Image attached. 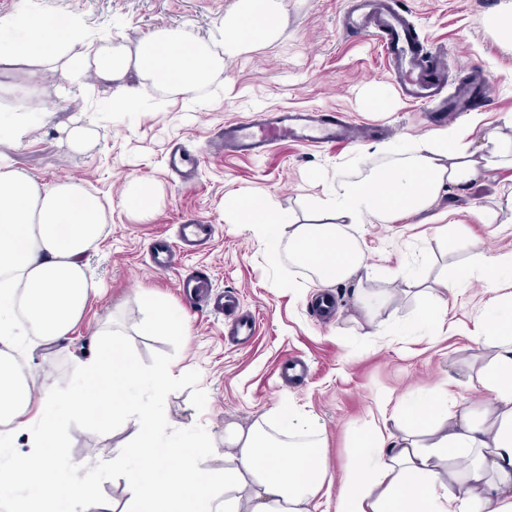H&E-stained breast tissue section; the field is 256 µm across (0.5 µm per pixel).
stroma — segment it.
Instances as JSON below:
<instances>
[{
  "label": "stroma",
  "instance_id": "35a3bbf8",
  "mask_svg": "<svg viewBox=\"0 0 512 512\" xmlns=\"http://www.w3.org/2000/svg\"><path fill=\"white\" fill-rule=\"evenodd\" d=\"M280 35L275 42L232 59L211 90L196 101L148 90L136 110L111 112L107 85L94 98L59 99L62 70L40 75L43 105L53 112L50 124L36 129L21 145L0 142V155L46 182L72 179L104 198L107 224L98 253L86 262L103 293L90 298L79 325L56 350L26 337L28 353L19 359L33 392L60 391L69 378L71 358L87 352L95 329L115 333L144 369L164 363L175 379L156 404L170 435L200 432L213 444L208 465L224 464V429L247 425L281 405H296L321 427L326 461L322 512H336V495L352 459V444L381 398L400 400L447 388L452 402L473 404L484 392L478 369L490 350L477 343L473 327L491 294H512V274L497 277L496 291L472 282L449 294L448 313L436 327L421 323L426 297L398 295L384 310L381 338L363 339L357 314V282L347 280L323 289L287 252L269 261L264 247L242 225L228 221L239 197L260 193L273 198L278 211L305 222L306 198L331 188L337 180L363 178L390 164L378 145H407L415 137L446 128L434 108L407 101L387 70L374 40L348 26L345 0H282ZM412 12L427 51L444 50L455 66L451 81L466 76L469 66L492 78L486 100L457 122L475 123V137L497 128L512 113V51L488 33L487 13L500 0H401ZM235 0H30L32 9L52 14L77 12L98 37L135 47L161 28L189 32L219 43L224 16ZM328 109L371 126L373 135L351 144L302 146L290 141L250 155L219 154L209 148L225 123L262 112ZM83 113L95 124L82 153H72L66 129ZM197 158L193 186L184 185L166 164L173 145ZM140 178L157 188L158 207L149 220L136 218L122 202L125 181ZM495 209L500 221L481 224L469 211ZM448 221L463 223L465 238L449 249L438 225L414 214L393 224H357L351 235L373 270L368 289L389 292L388 268L403 267L424 287L439 288L477 252L493 255L512 250V168L486 173L465 191L444 192L434 207ZM196 219L214 225L215 235L175 266L152 269L154 241H175L179 224ZM189 273L209 276L216 290L238 293L258 322L245 345L228 341L224 319L209 306L183 296L177 284ZM332 295L334 309L321 320L317 302ZM186 316V338L148 332L142 327L145 300ZM297 357L309 370L291 386L279 379L282 362ZM133 424L97 430L81 418L62 433L61 453L68 466L95 474L96 491L124 502L123 475L97 467L94 455L123 445Z\"/></svg>",
  "mask_w": 512,
  "mask_h": 512
}]
</instances>
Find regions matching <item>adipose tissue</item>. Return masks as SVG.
I'll return each instance as SVG.
<instances>
[{"mask_svg":"<svg viewBox=\"0 0 512 512\" xmlns=\"http://www.w3.org/2000/svg\"><path fill=\"white\" fill-rule=\"evenodd\" d=\"M281 10V0H236L219 46L159 29L130 49L94 39L81 16L61 26L51 14L17 8L0 14V66L63 69L62 99L107 83L113 103L128 111L148 87L189 97L209 87L225 58L277 39ZM51 118L30 89L0 110V142L22 143ZM380 151L394 164L308 198L320 221H286L260 195L238 199L231 221L270 255L287 248L315 285H335L365 266L349 227L429 212L444 187L463 190L486 171L512 167V113L478 141L450 126L413 140L403 158L391 144ZM105 223L98 197L81 184L47 183L0 157V447L20 433L31 446L0 466V494L13 495L19 512H316L324 486L320 426L300 408L275 411V434L262 419L228 425L224 465L214 468L204 464L208 439L166 435L155 408L138 398L147 388L162 399L170 367L142 372L116 340L95 339L88 354L74 356L62 393L34 397L15 357L19 338L30 331L53 346L81 321L97 290L85 259L98 250ZM478 338L493 349L479 370L490 400L455 410L447 393L436 392L409 408L379 403L354 443L336 512H512V297L489 299ZM81 415L99 428L136 425L112 451L129 487L124 502L96 494L92 473L60 464L59 435Z\"/></svg>","mask_w":512,"mask_h":512,"instance_id":"1","label":"adipose tissue"}]
</instances>
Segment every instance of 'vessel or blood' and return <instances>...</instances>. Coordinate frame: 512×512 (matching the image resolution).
Segmentation results:
<instances>
[{"label": "vessel or blood", "instance_id": "1", "mask_svg": "<svg viewBox=\"0 0 512 512\" xmlns=\"http://www.w3.org/2000/svg\"><path fill=\"white\" fill-rule=\"evenodd\" d=\"M349 10L351 24L378 42L400 92L410 102L427 103L447 96L445 110L454 117L468 110L477 91L489 85V75L477 69L471 82L457 84L451 93H444L447 54L437 52L428 57L418 49L411 15L395 0H353ZM368 132V127L352 124L342 116L319 110L276 111L263 113L255 119L226 124L223 133L212 139L210 146L222 152L250 154L286 140L301 145L334 144L355 141ZM169 167L183 181H190L195 157L186 150L176 149L170 155ZM214 232L215 227L211 224H183L178 245L153 254L154 268L165 270L173 267L182 249L208 241ZM179 288L184 296L203 300L217 313L230 317L233 335H255V316L241 313L233 300L214 292L208 278L201 275L185 276L180 279Z\"/></svg>", "mask_w": 512, "mask_h": 512}]
</instances>
